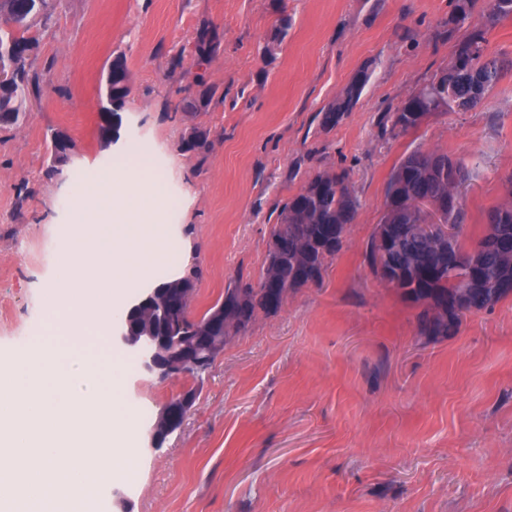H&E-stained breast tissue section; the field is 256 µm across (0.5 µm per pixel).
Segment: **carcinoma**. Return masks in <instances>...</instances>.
<instances>
[{
	"label": "carcinoma",
	"mask_w": 512,
	"mask_h": 512,
	"mask_svg": "<svg viewBox=\"0 0 512 512\" xmlns=\"http://www.w3.org/2000/svg\"><path fill=\"white\" fill-rule=\"evenodd\" d=\"M31 2L27 16L16 20L15 0H0V71L11 74L14 85L13 93L0 95L1 127L17 124L23 112L32 83L26 61L38 47L30 30L50 10V0ZM477 2L453 0L451 31H464L453 61L388 117L391 130L405 133L436 112L473 107L500 80L505 64L485 53L486 34L512 17V0H489L481 22L475 24ZM291 26V16L279 11L265 54H272ZM112 69V115L118 120L130 95L123 55L112 59ZM367 82L365 73L352 82L342 98L323 112L322 126H335L359 100ZM465 176L464 164L440 149L415 150L402 158L386 185V211L366 252L373 271L388 273L389 287L422 306L419 332L432 339L458 331L461 299L469 308L488 310L512 295V175L505 184L509 201L486 211L485 227L471 244L464 236L466 211L458 193ZM358 208L347 171H320L311 177L280 212L271 232L276 248L267 257L257 287L224 289V335L246 330L259 312H278L288 291L320 282L341 250ZM429 220L456 224L459 232L451 241L432 239L421 230Z\"/></svg>",
	"instance_id": "cac0c4a2"
}]
</instances>
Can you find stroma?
Instances as JSON below:
<instances>
[{"label":"stroma","instance_id":"1","mask_svg":"<svg viewBox=\"0 0 512 512\" xmlns=\"http://www.w3.org/2000/svg\"><path fill=\"white\" fill-rule=\"evenodd\" d=\"M284 6L292 26L262 48ZM452 0H56L32 28L31 93L0 128V350L43 334L40 299L71 186L140 144L175 202L177 264L198 269L192 314L230 282L256 285L288 200L323 170H347L359 199L321 282L289 292L224 345L207 375L159 381L132 366L138 410L129 480L96 492L97 512H512V296L463 315L455 335L421 336L419 308L375 276L367 245L393 168L414 150L462 159L465 232L504 198L512 174V69L483 104L430 115L416 130L382 119L452 61ZM219 44L198 65L194 35ZM131 94L123 144L102 147L95 101L113 56ZM370 79L335 127L320 114L360 70ZM207 94L195 112L185 99ZM206 135L187 146L191 128ZM69 133L53 162L51 131ZM198 396L159 448L148 429L185 388ZM127 500H112L113 490Z\"/></svg>","mask_w":512,"mask_h":512}]
</instances>
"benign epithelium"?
<instances>
[{
    "instance_id": "7a95c632",
    "label": "benign epithelium",
    "mask_w": 512,
    "mask_h": 512,
    "mask_svg": "<svg viewBox=\"0 0 512 512\" xmlns=\"http://www.w3.org/2000/svg\"><path fill=\"white\" fill-rule=\"evenodd\" d=\"M111 96L112 68L109 67L105 77V91L95 105L100 125H109L112 122V111L107 107ZM51 144L54 162L66 161L72 150L70 135L59 131L51 136ZM195 287L197 280L194 279L190 288H145L126 306L120 319L112 327V335L132 353L144 373L161 381L183 374L207 373L213 359L201 353L200 345L209 344L211 351L217 354L224 351V337L207 335L209 326L204 324L194 327L193 336L142 333L133 324V319L142 309L161 306L171 298L176 300L179 312L190 315V299ZM196 395V389H185L176 396L174 402L164 405L149 431L151 447H160L168 436L181 428Z\"/></svg>"
}]
</instances>
